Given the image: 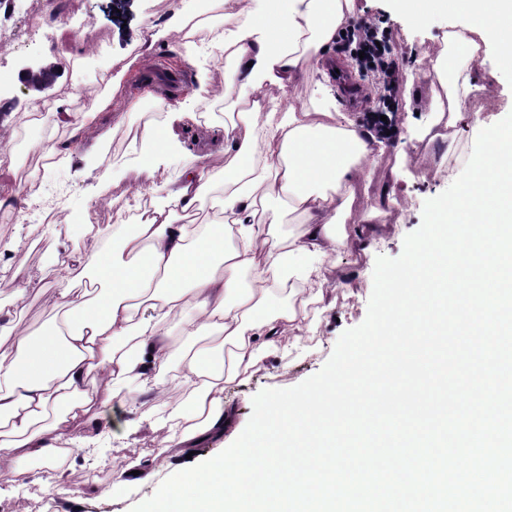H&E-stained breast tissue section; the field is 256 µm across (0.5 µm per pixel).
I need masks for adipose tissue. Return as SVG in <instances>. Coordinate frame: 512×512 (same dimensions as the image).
<instances>
[{
  "mask_svg": "<svg viewBox=\"0 0 512 512\" xmlns=\"http://www.w3.org/2000/svg\"><path fill=\"white\" fill-rule=\"evenodd\" d=\"M225 2L231 10L213 38L228 53L224 182L188 164L165 207L119 236L85 237L60 262L54 317L42 329L0 310V334L13 339L0 353V478L17 480L20 459L53 456L58 441L128 385L139 396L193 386L199 427L191 435L155 430L163 448L223 432L226 386L300 328V311L278 300V288L295 275L315 297L336 291L324 266L348 242L338 219L386 145L331 103L279 118L263 104L272 88L328 60L353 0H269L263 13L254 0ZM462 11L470 22L449 32V43L472 56L498 46L499 68L512 72V0H463ZM204 202L219 220L179 223ZM290 214L297 229L280 234ZM173 324L220 338L225 359L213 363L204 347L170 374Z\"/></svg>",
  "mask_w": 512,
  "mask_h": 512,
  "instance_id": "adipose-tissue-1",
  "label": "adipose tissue"
}]
</instances>
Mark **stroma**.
Returning a JSON list of instances; mask_svg holds the SVG:
<instances>
[{
	"instance_id": "35a3bbf8",
	"label": "stroma",
	"mask_w": 512,
	"mask_h": 512,
	"mask_svg": "<svg viewBox=\"0 0 512 512\" xmlns=\"http://www.w3.org/2000/svg\"><path fill=\"white\" fill-rule=\"evenodd\" d=\"M104 2L24 0L22 8L11 10L0 0V70L10 75L9 89L0 96V121H6L9 132L22 134L26 144L61 141L70 135L69 128L48 124L32 131L28 119L34 110L94 111L110 93L106 75L122 78L120 103L100 114V131L107 142L117 143V150L107 153L94 142L83 141L75 146L70 161L61 165L44 163L41 153L33 155L42 165L44 191L60 193L63 199V222L46 227L28 205L22 219L0 222V239L18 242L13 251L0 255V284L12 288L24 282L29 288L21 304L6 298L0 300V307L14 310L21 323L32 329L52 317L48 301L61 275L58 254L79 242L87 227L111 233L116 212L137 190L149 194L152 206L162 205L188 160L207 165L215 180L224 177V134L212 126L219 104L214 92L224 84L221 52L201 42L188 62L174 70L169 67L174 57L185 52L179 36L166 33V22L173 11L191 9L194 0H131L119 23L103 11ZM353 16L392 29L399 88L393 133L369 176L357 182L352 209L343 222L347 230H354L363 215L378 207L397 220V230L369 240L363 253L337 249L333 273L342 285L331 304L317 302L299 283H292L289 298L304 307L300 329L284 339L277 351L262 353L248 374L226 387L224 403L231 423L222 437L191 450L160 448L153 441L154 429L167 427L172 403L191 415L192 387L176 388L162 397L145 396L143 407L133 410L128 407V392H120L98 422L105 438L99 466L89 465L88 450L78 443L62 461H20L25 480L0 485V512H67L72 505L79 512H131L176 468L193 467L228 447L246 427L258 392L293 387L320 371L340 335L364 321L377 257L401 254L405 236L421 225L425 201L447 189L462 172L480 124H495L512 111V74L497 71L496 49L473 61L457 55L456 62L469 79L460 91L462 114L446 134L423 137L434 117L432 104L445 92L434 68L435 58L447 50L449 31L468 25V15L448 9L416 17L402 10L397 0H355ZM333 56L363 90L362 105L350 104L338 82H327L312 71L285 90L274 91L276 111L312 107L328 93L353 119L375 110L383 87L372 77H360L349 53L338 48ZM31 61L56 68L48 88L36 91L18 81V72ZM154 115L160 117L165 135L148 163L135 124ZM101 174L109 180L104 204L96 200ZM144 411L150 414L145 421L140 418ZM134 420L139 427L131 434L127 428ZM129 465L142 471L141 480L121 481L119 474ZM54 474L63 477L57 493L46 485Z\"/></svg>"
}]
</instances>
